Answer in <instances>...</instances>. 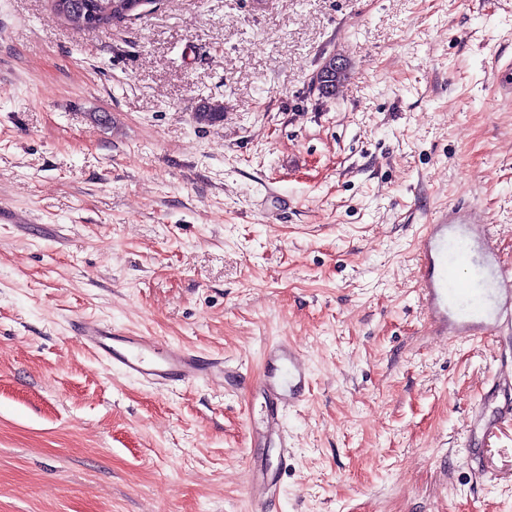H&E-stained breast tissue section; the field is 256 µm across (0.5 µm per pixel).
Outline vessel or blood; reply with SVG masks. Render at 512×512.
Masks as SVG:
<instances>
[{"label": "vessel or blood", "instance_id": "obj_1", "mask_svg": "<svg viewBox=\"0 0 512 512\" xmlns=\"http://www.w3.org/2000/svg\"><path fill=\"white\" fill-rule=\"evenodd\" d=\"M468 221L463 209L448 206L437 223L426 225L421 252L419 296L431 324L450 332L452 340L488 339L512 330V268L493 275L492 286L482 277L481 250H493L491 233L474 249L462 229ZM79 341L126 375L158 385H193L209 377L240 382L217 359L206 360L190 350L159 348L154 337L121 332L103 325L78 326ZM260 392L264 410L256 419L255 440H266L288 458L291 448L282 431L287 409L306 400L310 374L302 354L292 344L278 342L263 353ZM277 490L274 478L261 476L252 485L254 512H264Z\"/></svg>", "mask_w": 512, "mask_h": 512}]
</instances>
